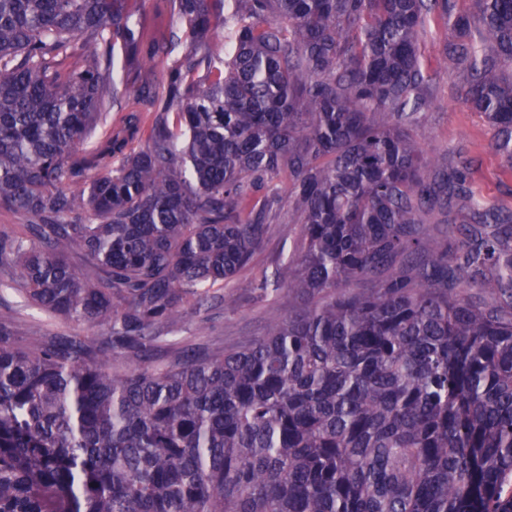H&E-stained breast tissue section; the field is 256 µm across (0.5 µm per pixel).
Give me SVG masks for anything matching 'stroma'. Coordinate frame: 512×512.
<instances>
[{"label":"stroma","mask_w":512,"mask_h":512,"mask_svg":"<svg viewBox=\"0 0 512 512\" xmlns=\"http://www.w3.org/2000/svg\"><path fill=\"white\" fill-rule=\"evenodd\" d=\"M447 21L431 16L420 31L418 44L426 79V102L414 116V138L426 157L445 165H455L460 155L471 161L468 181L475 196L484 204L512 210V167L491 147L492 130L484 116L462 104L460 89L465 73L452 71L442 62V50L450 41ZM296 217L288 206H281L272 230L250 265L227 284L238 298V306L227 312L214 308L206 318L183 314L176 330L186 343L203 355L219 354L224 348L239 346L262 336L268 319L290 310L287 291L262 293L257 283L273 274L275 264L294 257L299 248ZM15 317L23 337L79 334L96 337L98 328L49 318L11 290L0 288V316Z\"/></svg>","instance_id":"1"}]
</instances>
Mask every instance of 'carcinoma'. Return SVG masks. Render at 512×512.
I'll return each mask as SVG.
<instances>
[{
  "label": "carcinoma",
  "mask_w": 512,
  "mask_h": 512,
  "mask_svg": "<svg viewBox=\"0 0 512 512\" xmlns=\"http://www.w3.org/2000/svg\"><path fill=\"white\" fill-rule=\"evenodd\" d=\"M142 2L0 0V205L37 219L0 231V284L102 329L21 346L0 319V512H512V212L408 129L438 12L512 165V0H172L152 34ZM284 175L300 249L258 288L300 302L157 362ZM448 204L471 223L431 235Z\"/></svg>",
  "instance_id": "obj_1"
}]
</instances>
